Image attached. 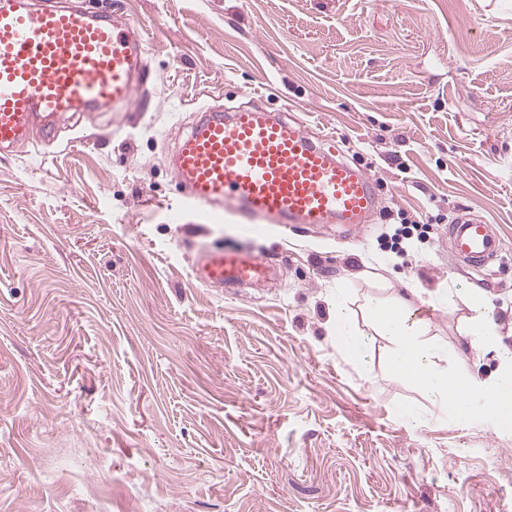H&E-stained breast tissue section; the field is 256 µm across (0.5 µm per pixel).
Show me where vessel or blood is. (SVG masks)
Instances as JSON below:
<instances>
[{"instance_id": "vessel-or-blood-1", "label": "vessel or blood", "mask_w": 512, "mask_h": 512, "mask_svg": "<svg viewBox=\"0 0 512 512\" xmlns=\"http://www.w3.org/2000/svg\"><path fill=\"white\" fill-rule=\"evenodd\" d=\"M148 76L144 39L122 16L0 0L1 149L25 142L36 125L54 137L67 112L129 109ZM170 168L201 221L220 224L230 215L254 235L270 224H366L378 203L363 168L304 125L260 109L205 112ZM448 242L456 259L475 267L501 251L491 225L463 208ZM272 270L246 249L207 250L194 279L207 288L247 286Z\"/></svg>"}]
</instances>
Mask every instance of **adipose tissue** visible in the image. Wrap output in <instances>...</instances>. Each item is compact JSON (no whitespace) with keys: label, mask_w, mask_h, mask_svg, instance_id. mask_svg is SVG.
Masks as SVG:
<instances>
[{"label":"adipose tissue","mask_w":512,"mask_h":512,"mask_svg":"<svg viewBox=\"0 0 512 512\" xmlns=\"http://www.w3.org/2000/svg\"><path fill=\"white\" fill-rule=\"evenodd\" d=\"M465 298L468 344L473 348L499 353V373L482 379L472 374L451 371L438 364L440 345L424 340L423 323L415 319L414 302L397 295L391 298L372 297L363 303V311L377 334L392 344L388 365L391 379L413 387L432 405L448 409L474 402L491 416L499 431L512 430V351L502 347L497 322L482 292L476 288H439L434 302L450 304ZM333 326L337 342L354 357L362 368H370L368 335L356 334L349 328V310L344 300L334 305Z\"/></svg>","instance_id":"1"}]
</instances>
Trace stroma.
<instances>
[{"label": "stroma", "instance_id": "1", "mask_svg": "<svg viewBox=\"0 0 512 512\" xmlns=\"http://www.w3.org/2000/svg\"><path fill=\"white\" fill-rule=\"evenodd\" d=\"M118 11L150 80L125 112L58 119L0 153V512H512V433L371 371L336 298L484 291L512 348V0H72ZM257 107L334 136L380 192L369 224H201L168 161L203 111ZM502 243L448 250L458 208ZM426 225L398 253L401 220ZM271 279L205 288L202 251ZM464 304L426 336L481 378ZM333 326L336 332V341L345 351L354 357L364 370L371 367V359L368 356L370 344L369 334H356L351 332L349 325V310L345 301L339 297L334 304Z\"/></svg>", "mask_w": 512, "mask_h": 512}]
</instances>
